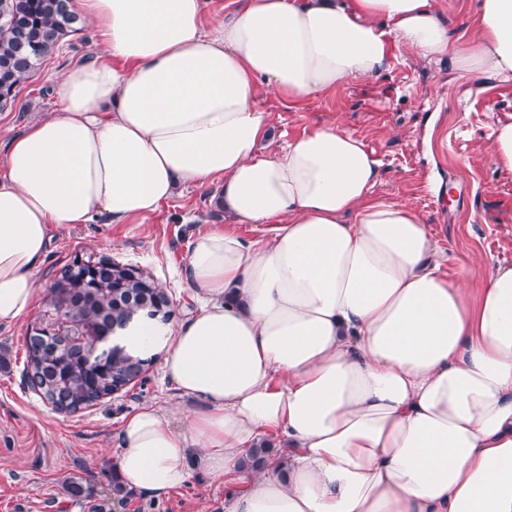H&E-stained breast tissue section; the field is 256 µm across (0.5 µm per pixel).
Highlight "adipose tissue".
Here are the masks:
<instances>
[{
	"instance_id": "obj_1",
	"label": "adipose tissue",
	"mask_w": 512,
	"mask_h": 512,
	"mask_svg": "<svg viewBox=\"0 0 512 512\" xmlns=\"http://www.w3.org/2000/svg\"><path fill=\"white\" fill-rule=\"evenodd\" d=\"M206 5L72 0L105 53L0 150V324L34 308L62 228L141 223L220 184L235 222L273 233L195 235L198 313L119 333L164 353L183 401L125 418L124 488L159 500L203 477L233 487L227 512H512V263L477 289L442 276L418 210L369 201L380 161L359 138L323 124L270 153L256 104L378 78L396 45L510 85L512 0H480L464 43L436 0H235L211 22Z\"/></svg>"
}]
</instances>
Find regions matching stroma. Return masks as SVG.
Returning <instances> with one entry per match:
<instances>
[{"mask_svg": "<svg viewBox=\"0 0 512 512\" xmlns=\"http://www.w3.org/2000/svg\"><path fill=\"white\" fill-rule=\"evenodd\" d=\"M103 52L91 24L64 39L23 84L14 108L0 112V139L52 111L68 68ZM256 104L270 115L268 151L331 122L361 139L381 162L371 200L417 208L447 257V277L470 269L478 283L497 263L512 262V175L500 172L488 152L498 121L512 117V86L487 79L474 88L448 61L424 62L396 46L379 78L292 104L263 92ZM217 191L186 186L145 223L73 224L57 235L37 276L34 308L0 325V512H225L230 488L197 479L160 501L112 496L104 452L118 447L124 417L144 405L172 411L179 404L160 362L126 390L73 415L43 403L23 374L26 338L44 318L57 270L75 255H107L146 269L168 293L175 320L190 315L196 302L184 274L189 244L223 223ZM70 481L83 485L80 496L68 492Z\"/></svg>", "mask_w": 512, "mask_h": 512, "instance_id": "obj_1", "label": "stroma"}]
</instances>
